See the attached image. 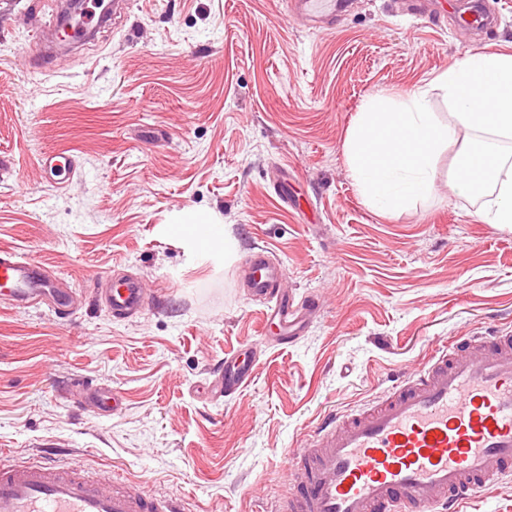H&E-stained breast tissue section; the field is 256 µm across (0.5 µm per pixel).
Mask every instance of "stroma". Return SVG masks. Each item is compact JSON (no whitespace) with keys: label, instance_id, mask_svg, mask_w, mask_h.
Wrapping results in <instances>:
<instances>
[{"label":"stroma","instance_id":"35a3bbf8","mask_svg":"<svg viewBox=\"0 0 512 512\" xmlns=\"http://www.w3.org/2000/svg\"><path fill=\"white\" fill-rule=\"evenodd\" d=\"M43 0H0V248L59 277L66 312L0 299V460L46 447L89 474L176 495L186 512H262L286 496L287 454L326 411L382 396L434 350L512 329V229L459 196L460 129L433 189L383 213L362 196L346 141L371 98L425 90L474 51H512V0H483L492 28L464 31V0H345L321 16L290 0H130L117 25L51 58L35 43ZM79 173L55 187L44 154ZM195 212L224 224L220 259L185 242ZM263 249L307 305L282 342L243 262ZM138 278L146 308L113 317L102 288ZM249 384L223 395L226 358ZM118 390L121 410L85 403Z\"/></svg>","mask_w":512,"mask_h":512}]
</instances>
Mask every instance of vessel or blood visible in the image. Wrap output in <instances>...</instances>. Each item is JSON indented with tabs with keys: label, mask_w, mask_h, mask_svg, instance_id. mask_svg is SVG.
I'll list each match as a JSON object with an SVG mask.
<instances>
[{
	"label": "vessel or blood",
	"mask_w": 512,
	"mask_h": 512,
	"mask_svg": "<svg viewBox=\"0 0 512 512\" xmlns=\"http://www.w3.org/2000/svg\"><path fill=\"white\" fill-rule=\"evenodd\" d=\"M52 173L74 177V155H47ZM251 291L285 328L295 312L280 288L284 270L262 251L249 254ZM0 290L23 306L52 299L54 280L38 263L0 249ZM144 291L116 280L113 315L143 309ZM252 363H224L222 390L251 379ZM290 491L271 512H460L476 493L512 475V331L460 337L393 386L380 402L322 415L303 448L285 462ZM0 512H183L179 498L134 491L112 474L92 477L56 461L0 462Z\"/></svg>",
	"instance_id": "1"
}]
</instances>
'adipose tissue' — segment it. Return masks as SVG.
<instances>
[{
    "label": "adipose tissue",
    "mask_w": 512,
    "mask_h": 512,
    "mask_svg": "<svg viewBox=\"0 0 512 512\" xmlns=\"http://www.w3.org/2000/svg\"><path fill=\"white\" fill-rule=\"evenodd\" d=\"M463 173L452 185L465 195L471 190H490L492 197L481 213L484 223L512 228V159L494 152L463 151L459 158Z\"/></svg>",
    "instance_id": "obj_1"
}]
</instances>
